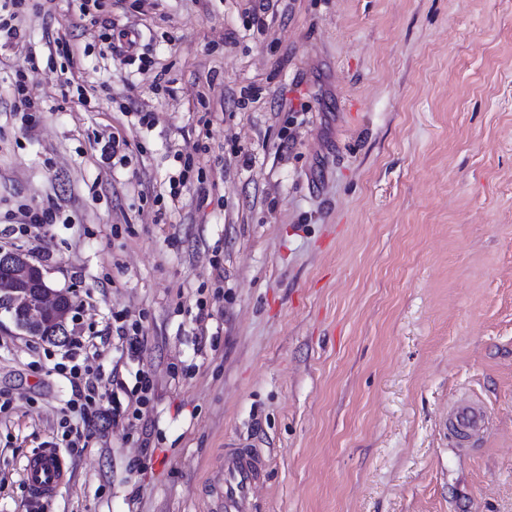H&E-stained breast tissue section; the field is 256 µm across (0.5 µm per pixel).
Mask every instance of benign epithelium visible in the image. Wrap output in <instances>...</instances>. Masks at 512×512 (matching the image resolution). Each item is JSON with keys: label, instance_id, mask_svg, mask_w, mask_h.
<instances>
[{"label": "benign epithelium", "instance_id": "benign-epithelium-1", "mask_svg": "<svg viewBox=\"0 0 512 512\" xmlns=\"http://www.w3.org/2000/svg\"><path fill=\"white\" fill-rule=\"evenodd\" d=\"M11 271L12 277L26 283L23 288L0 279V309L11 313L18 328L32 336H39L47 326L55 327L58 339L65 340L64 321L72 310L68 292L51 284L45 271L30 270L25 258L12 251L0 250V270Z\"/></svg>", "mask_w": 512, "mask_h": 512}]
</instances>
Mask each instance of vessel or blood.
I'll return each instance as SVG.
<instances>
[{
	"label": "vessel or blood",
	"instance_id": "b4317fda",
	"mask_svg": "<svg viewBox=\"0 0 512 512\" xmlns=\"http://www.w3.org/2000/svg\"><path fill=\"white\" fill-rule=\"evenodd\" d=\"M490 417L479 404L460 399L448 408V429L460 446H469L489 428ZM266 469L262 452L253 444L227 443L220 464L216 493L224 512H254L253 491ZM25 481L33 495H51L64 478V466L54 450L31 457L24 468Z\"/></svg>",
	"mask_w": 512,
	"mask_h": 512
}]
</instances>
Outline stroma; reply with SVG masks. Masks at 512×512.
<instances>
[{
    "instance_id": "35a3bbf8",
    "label": "stroma",
    "mask_w": 512,
    "mask_h": 512,
    "mask_svg": "<svg viewBox=\"0 0 512 512\" xmlns=\"http://www.w3.org/2000/svg\"><path fill=\"white\" fill-rule=\"evenodd\" d=\"M80 2L0 50V247H37L114 391L141 368L154 395L68 447L61 346L0 314V512H216L240 436L268 460L258 512H512V0H270L262 29L251 0H100L86 26ZM30 211L47 233L8 239ZM462 397L492 421L472 449L448 434ZM50 447L65 478L38 498L24 467ZM116 333L121 356L126 353L134 357L141 351L145 336L138 321L127 323V320H124V323L116 327Z\"/></svg>"
}]
</instances>
